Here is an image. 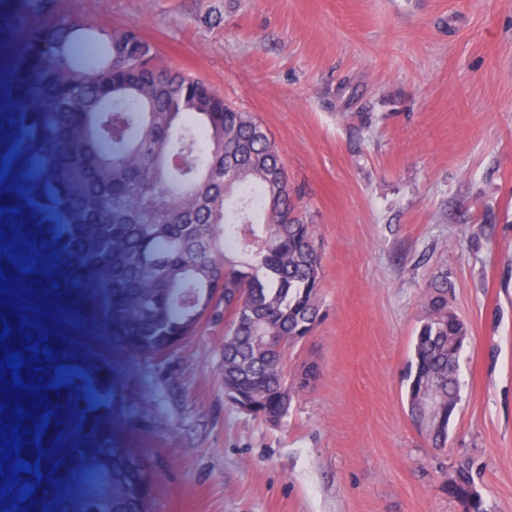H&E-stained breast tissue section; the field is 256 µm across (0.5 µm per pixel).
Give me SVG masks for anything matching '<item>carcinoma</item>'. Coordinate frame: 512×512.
<instances>
[{
    "label": "carcinoma",
    "mask_w": 512,
    "mask_h": 512,
    "mask_svg": "<svg viewBox=\"0 0 512 512\" xmlns=\"http://www.w3.org/2000/svg\"><path fill=\"white\" fill-rule=\"evenodd\" d=\"M55 12V0H0V35L22 45L0 82V286L68 306L136 359L192 335L220 294L224 371L253 416L280 424L284 398L318 377L308 364L288 384L285 350L323 308L320 247L275 142L203 80L157 67L138 32L40 21ZM6 326L0 365L21 352L26 387L4 368L0 434L17 425L22 443L0 463V512H150L156 477L113 424L108 357L0 301ZM468 334L448 275L434 277L404 376L412 422L424 398L442 407L434 448L459 409ZM21 458L29 472L15 474ZM442 490L463 512H486L469 465Z\"/></svg>",
    "instance_id": "obj_1"
}]
</instances>
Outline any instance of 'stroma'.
Masks as SVG:
<instances>
[{
  "label": "stroma",
  "mask_w": 512,
  "mask_h": 512,
  "mask_svg": "<svg viewBox=\"0 0 512 512\" xmlns=\"http://www.w3.org/2000/svg\"><path fill=\"white\" fill-rule=\"evenodd\" d=\"M133 29L159 67L207 81L276 143L320 243L325 317L288 350L320 377L282 426L224 397V300L164 356L108 351L113 419L156 474L152 512H459L473 468L512 512V0H58ZM439 271L470 338L444 448L404 372ZM5 301L74 334L54 301ZM451 477V481L447 479L442 486L448 498L456 502L462 512H486L483 497L474 486L476 483L469 464H460Z\"/></svg>",
  "instance_id": "35a3bbf8"
}]
</instances>
